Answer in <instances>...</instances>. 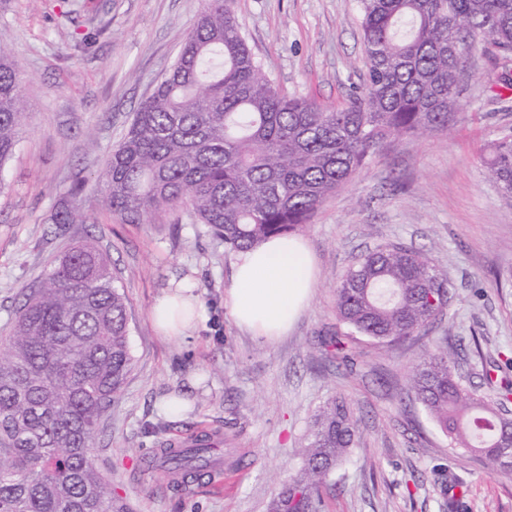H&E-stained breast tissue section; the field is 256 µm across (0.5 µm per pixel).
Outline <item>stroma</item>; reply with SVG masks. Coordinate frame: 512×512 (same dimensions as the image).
<instances>
[{
	"label": "stroma",
	"mask_w": 512,
	"mask_h": 512,
	"mask_svg": "<svg viewBox=\"0 0 512 512\" xmlns=\"http://www.w3.org/2000/svg\"><path fill=\"white\" fill-rule=\"evenodd\" d=\"M201 0H0V44L26 78L27 114L13 156L0 167V336L25 290L73 243L95 238L129 310L134 357L122 392L100 424L94 466L129 512H267L301 466L313 415L344 396L361 436L333 475L324 512H447L433 467L463 481L459 512H512V480L452 452L440 426L401 395L414 360L452 343L472 385L493 360L512 359V198L492 181L489 144L512 129L494 99L506 63L475 49L464 72L461 115L451 131L388 141L301 231L317 271L311 300L288 334L265 342L224 306L236 253L182 212L153 223L118 220L102 206L100 174L138 103L169 70ZM251 51L289 96L344 106L365 71L359 0H234ZM72 196L80 224H56ZM402 244L448 271L450 301L426 335L391 348L359 336L355 360L321 341L346 334L336 280L361 253ZM193 289L204 317L186 340L150 319L175 285ZM182 400L181 416L167 401ZM222 435V481L173 484L162 441Z\"/></svg>",
	"instance_id": "stroma-1"
}]
</instances>
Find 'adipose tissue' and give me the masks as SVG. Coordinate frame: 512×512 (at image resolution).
Wrapping results in <instances>:
<instances>
[{"mask_svg":"<svg viewBox=\"0 0 512 512\" xmlns=\"http://www.w3.org/2000/svg\"><path fill=\"white\" fill-rule=\"evenodd\" d=\"M312 287L311 258L303 244L293 237H273L239 254L224 305L239 326L269 340L287 332ZM201 315L199 297L185 288L170 289L151 313L159 333L177 340L185 338Z\"/></svg>","mask_w":512,"mask_h":512,"instance_id":"ef3b65f1","label":"adipose tissue"}]
</instances>
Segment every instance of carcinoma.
<instances>
[{"instance_id": "carcinoma-1", "label": "carcinoma", "mask_w": 512, "mask_h": 512, "mask_svg": "<svg viewBox=\"0 0 512 512\" xmlns=\"http://www.w3.org/2000/svg\"><path fill=\"white\" fill-rule=\"evenodd\" d=\"M234 0H203L171 68L140 102L103 173L104 206L148 223L180 210L231 252L299 230L391 138L448 130L460 75L481 46L512 61V0H360L363 85L341 107L289 97L248 47ZM20 69L0 45V167L25 117ZM490 177L512 197V131L490 144ZM448 272L423 251L379 246L336 284L338 319L372 344L419 335L448 306ZM353 360L348 343H326ZM133 364L126 299L93 242L56 258L0 339V512H127L92 463L99 418ZM488 401L437 347L414 363L406 395L448 436L512 477V382L484 375ZM360 418L339 396L314 415L298 472L268 512H320L321 488L346 460ZM178 482L210 473V447L166 456Z\"/></svg>"}]
</instances>
